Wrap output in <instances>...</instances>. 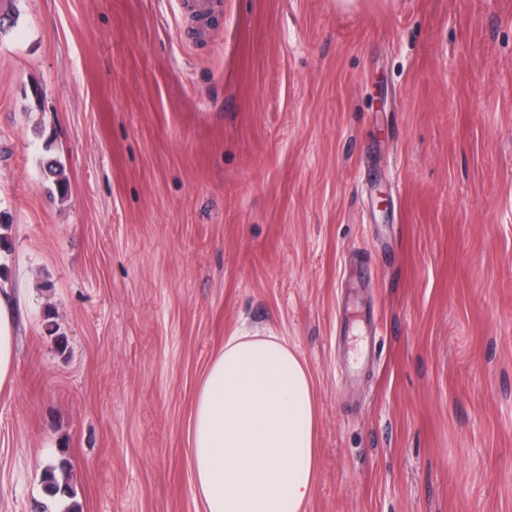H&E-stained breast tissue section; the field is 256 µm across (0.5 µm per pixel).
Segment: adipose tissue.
<instances>
[{
    "instance_id": "ef3b65f1",
    "label": "adipose tissue",
    "mask_w": 512,
    "mask_h": 512,
    "mask_svg": "<svg viewBox=\"0 0 512 512\" xmlns=\"http://www.w3.org/2000/svg\"><path fill=\"white\" fill-rule=\"evenodd\" d=\"M13 292L0 289V388L18 363ZM311 370L284 337L232 335L197 392L188 441L201 512H307L318 468Z\"/></svg>"
}]
</instances>
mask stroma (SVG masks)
Wrapping results in <instances>:
<instances>
[{
	"label": "stroma",
	"mask_w": 512,
	"mask_h": 512,
	"mask_svg": "<svg viewBox=\"0 0 512 512\" xmlns=\"http://www.w3.org/2000/svg\"><path fill=\"white\" fill-rule=\"evenodd\" d=\"M186 4H12L0 512H66L61 457L82 512H201L194 399L243 332L312 370L307 512H512V0ZM15 295L9 288L0 289V388L11 383L18 363L16 348ZM60 470L62 473H64L66 469V462L64 460L60 461L58 466H51L49 467L44 474V483H45V489L47 493L53 497L55 496H71V488L69 484L62 479V481L59 480L57 477L56 471Z\"/></svg>",
	"instance_id": "35a3bbf8"
}]
</instances>
